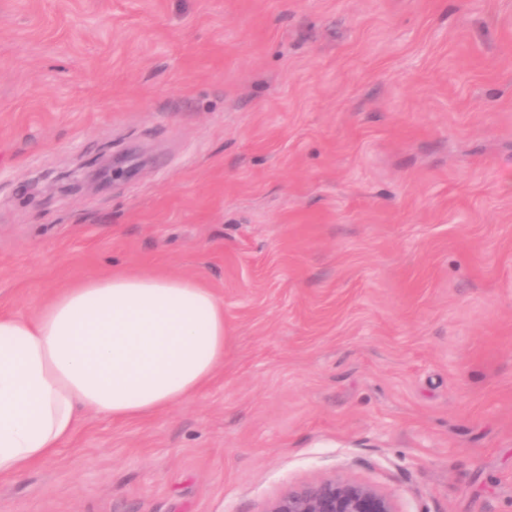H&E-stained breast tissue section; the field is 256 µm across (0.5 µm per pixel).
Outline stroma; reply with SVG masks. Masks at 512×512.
<instances>
[{
  "label": "stroma",
  "mask_w": 512,
  "mask_h": 512,
  "mask_svg": "<svg viewBox=\"0 0 512 512\" xmlns=\"http://www.w3.org/2000/svg\"><path fill=\"white\" fill-rule=\"evenodd\" d=\"M100 192L33 195L104 152ZM199 281L224 365L83 414L0 512H512V0H0V313ZM129 159L123 155L105 154L85 165L87 169L80 180L67 186L69 190L92 188L102 190L109 187L118 179H127L134 176L138 167L130 164ZM267 512H396L392 501L371 486L334 479L288 492Z\"/></svg>",
  "instance_id": "stroma-1"
}]
</instances>
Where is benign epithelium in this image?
Listing matches in <instances>:
<instances>
[{
	"label": "benign epithelium",
	"instance_id": "1",
	"mask_svg": "<svg viewBox=\"0 0 512 512\" xmlns=\"http://www.w3.org/2000/svg\"><path fill=\"white\" fill-rule=\"evenodd\" d=\"M83 177L69 190H102L134 176L138 167L123 155L105 154L85 165ZM267 512H396L392 501L374 488L349 479L326 480L276 499Z\"/></svg>",
	"mask_w": 512,
	"mask_h": 512
}]
</instances>
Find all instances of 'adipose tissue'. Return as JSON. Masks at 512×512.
Listing matches in <instances>:
<instances>
[{"label": "adipose tissue", "instance_id": "ef3b65f1", "mask_svg": "<svg viewBox=\"0 0 512 512\" xmlns=\"http://www.w3.org/2000/svg\"><path fill=\"white\" fill-rule=\"evenodd\" d=\"M224 363V304L193 279L115 272L0 314V477L73 436L84 409L127 422L203 390Z\"/></svg>", "mask_w": 512, "mask_h": 512}]
</instances>
